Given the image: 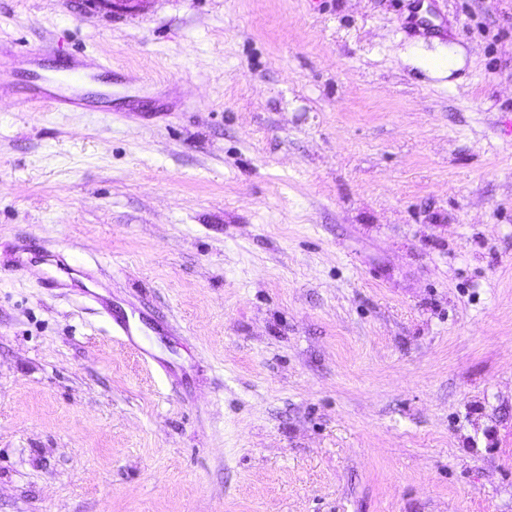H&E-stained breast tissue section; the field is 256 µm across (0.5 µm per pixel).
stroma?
<instances>
[{
	"instance_id": "35a3bbf8",
	"label": "stroma",
	"mask_w": 512,
	"mask_h": 512,
	"mask_svg": "<svg viewBox=\"0 0 512 512\" xmlns=\"http://www.w3.org/2000/svg\"><path fill=\"white\" fill-rule=\"evenodd\" d=\"M426 1L0 0L118 73L0 98V512H512V0ZM55 269L51 272H47L42 277V284L44 288L57 289V288H74L77 289L81 294L90 300L98 303L106 312L110 313L109 305L95 291H91L89 288L80 287L75 284V278L72 276L73 271L80 272V270L74 269L68 263L54 264L50 263ZM70 281V283H69Z\"/></svg>"
}]
</instances>
